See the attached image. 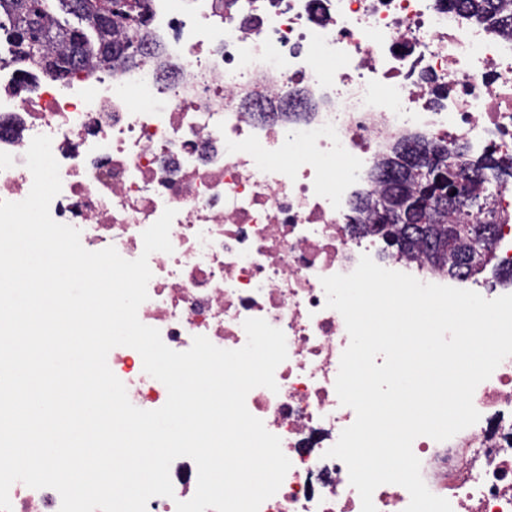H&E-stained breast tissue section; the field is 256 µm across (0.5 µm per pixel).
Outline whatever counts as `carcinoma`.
<instances>
[{"label":"carcinoma","instance_id":"obj_1","mask_svg":"<svg viewBox=\"0 0 512 512\" xmlns=\"http://www.w3.org/2000/svg\"><path fill=\"white\" fill-rule=\"evenodd\" d=\"M135 2L132 23L125 26L89 9L91 0H0V33L12 61L42 71L51 62L64 79L92 61L102 66L130 61L122 48L133 38L147 43L148 0ZM452 2L496 28L512 27V0ZM391 156L395 160L378 163L372 173L381 193L355 202V210L368 220L355 229L380 235L407 258L422 255L448 275L460 274L473 247L448 236V225L469 224L473 237L479 238L482 218L455 206L457 197L472 193L470 184L478 172L460 147L454 152L457 165L448 166V148L434 141H400Z\"/></svg>","mask_w":512,"mask_h":512}]
</instances>
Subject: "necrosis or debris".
Listing matches in <instances>:
<instances>
[{"label": "necrosis or debris", "instance_id": "obj_1", "mask_svg": "<svg viewBox=\"0 0 512 512\" xmlns=\"http://www.w3.org/2000/svg\"><path fill=\"white\" fill-rule=\"evenodd\" d=\"M152 46L142 61L85 66L61 85L0 68V200L32 187L25 153L52 139L60 193L56 222L90 251H143V232L172 208V253L148 259L152 277L139 320L170 349L194 337L235 350L243 323L265 319L286 337L277 390L246 398L292 463L260 512H362L343 461L326 452L355 420L335 390L349 344L326 305L322 277L348 274L361 255L425 283L493 299L507 287L451 277L408 260L373 235L351 231L356 197L376 186L375 166L403 139L465 145L477 179L502 216L493 252L512 268V32L449 7L448 0H149ZM297 98L307 112L254 119L243 99ZM130 402L162 407L165 385L138 351L107 357ZM479 421L412 450L428 489L452 512H512V357L473 395ZM173 497L147 512H177L193 497L197 467L170 466ZM13 512H59L52 488L15 482Z\"/></svg>", "mask_w": 512, "mask_h": 512}]
</instances>
